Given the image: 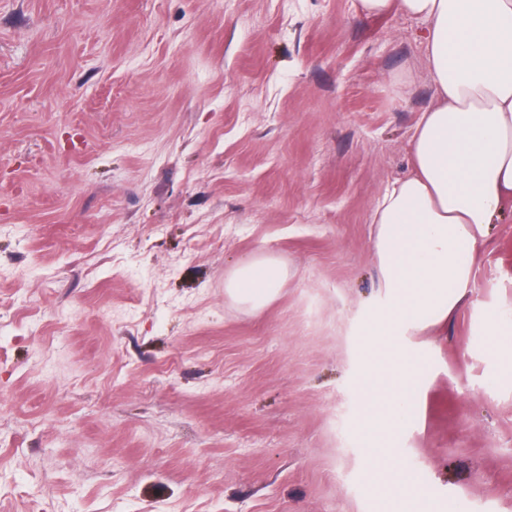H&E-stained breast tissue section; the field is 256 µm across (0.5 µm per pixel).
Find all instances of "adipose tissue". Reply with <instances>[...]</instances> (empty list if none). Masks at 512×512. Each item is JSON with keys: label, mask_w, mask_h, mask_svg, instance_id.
Instances as JSON below:
<instances>
[{"label": "adipose tissue", "mask_w": 512, "mask_h": 512, "mask_svg": "<svg viewBox=\"0 0 512 512\" xmlns=\"http://www.w3.org/2000/svg\"><path fill=\"white\" fill-rule=\"evenodd\" d=\"M366 13L391 9L422 22L436 89L410 142L411 172L375 205L373 249L386 298L361 337L366 408L360 428L380 460L374 485H402L384 443L410 404L421 358L397 338L428 317L447 319L465 301L471 258L491 224L512 213V0H358ZM286 271L258 253L238 265L224 288L259 310L280 293Z\"/></svg>", "instance_id": "adipose-tissue-1"}]
</instances>
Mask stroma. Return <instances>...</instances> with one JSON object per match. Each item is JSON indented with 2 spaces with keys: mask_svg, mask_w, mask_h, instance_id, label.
I'll return each mask as SVG.
<instances>
[{
  "mask_svg": "<svg viewBox=\"0 0 512 512\" xmlns=\"http://www.w3.org/2000/svg\"><path fill=\"white\" fill-rule=\"evenodd\" d=\"M435 101L358 0H0V512H384L358 429L370 215ZM288 270L255 311L224 280ZM512 219L391 457L512 512ZM285 280L286 271L282 264L259 251L227 276L224 288L235 301L260 310L279 295Z\"/></svg>",
  "mask_w": 512,
  "mask_h": 512,
  "instance_id": "1",
  "label": "stroma"
}]
</instances>
